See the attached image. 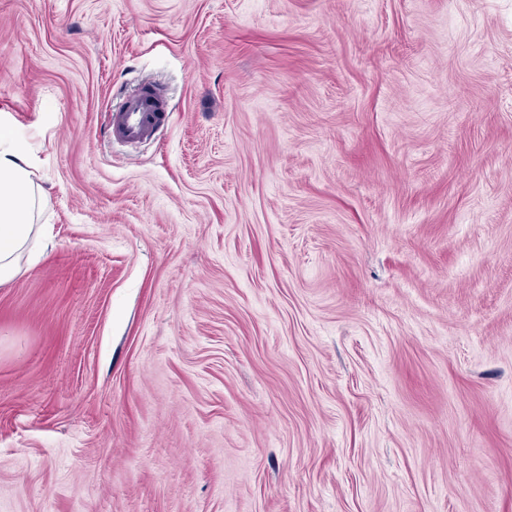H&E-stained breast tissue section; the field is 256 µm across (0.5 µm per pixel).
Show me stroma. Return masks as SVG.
I'll list each match as a JSON object with an SVG mask.
<instances>
[{
    "label": "stroma",
    "mask_w": 512,
    "mask_h": 512,
    "mask_svg": "<svg viewBox=\"0 0 512 512\" xmlns=\"http://www.w3.org/2000/svg\"><path fill=\"white\" fill-rule=\"evenodd\" d=\"M1 113L0 512H512V0H0ZM168 112L163 99L150 87L124 97L112 115V137L134 142L154 135ZM28 145L0 115V284L13 280L22 262L32 265L54 245L49 224H39L44 193L35 183Z\"/></svg>",
    "instance_id": "35a3bbf8"
}]
</instances>
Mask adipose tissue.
Masks as SVG:
<instances>
[{"instance_id":"1","label":"adipose tissue","mask_w":512,"mask_h":512,"mask_svg":"<svg viewBox=\"0 0 512 512\" xmlns=\"http://www.w3.org/2000/svg\"><path fill=\"white\" fill-rule=\"evenodd\" d=\"M28 145L0 115V284L13 280L22 264H33L54 244L41 221L44 193L35 183Z\"/></svg>"}]
</instances>
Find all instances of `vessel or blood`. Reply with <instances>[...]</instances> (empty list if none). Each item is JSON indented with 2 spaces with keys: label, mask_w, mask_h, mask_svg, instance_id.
<instances>
[{
  "label": "vessel or blood",
  "mask_w": 512,
  "mask_h": 512,
  "mask_svg": "<svg viewBox=\"0 0 512 512\" xmlns=\"http://www.w3.org/2000/svg\"><path fill=\"white\" fill-rule=\"evenodd\" d=\"M167 113L163 99L152 88L144 87L124 97L112 115V134L119 140L134 142L154 135Z\"/></svg>",
  "instance_id": "obj_1"
}]
</instances>
